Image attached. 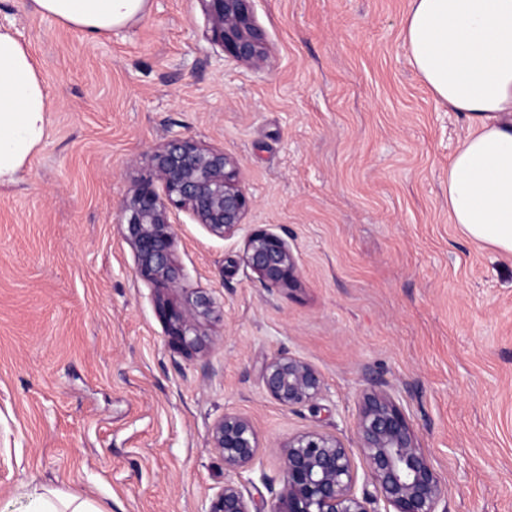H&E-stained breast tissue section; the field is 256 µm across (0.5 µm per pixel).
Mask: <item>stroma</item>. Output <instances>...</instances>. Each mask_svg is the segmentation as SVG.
Segmentation results:
<instances>
[{
  "label": "stroma",
  "instance_id": "obj_1",
  "mask_svg": "<svg viewBox=\"0 0 512 512\" xmlns=\"http://www.w3.org/2000/svg\"><path fill=\"white\" fill-rule=\"evenodd\" d=\"M410 0H254L259 67L204 36L199 0H149L134 24L89 38L0 0L49 97L47 135L0 185V512L22 484L101 512H201L224 485L211 429L249 418L260 446L245 495L281 487V446L309 431L358 447L364 389L403 410L448 486L446 512H512V255L448 216V164L470 134L409 63ZM238 160L247 228L298 260L268 289L221 240L175 212L184 277L218 315L198 350L167 344L117 217L171 134ZM289 354L325 380L285 408L260 380Z\"/></svg>",
  "mask_w": 512,
  "mask_h": 512
}]
</instances>
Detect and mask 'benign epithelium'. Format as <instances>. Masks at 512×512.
<instances>
[{
  "label": "benign epithelium",
  "mask_w": 512,
  "mask_h": 512,
  "mask_svg": "<svg viewBox=\"0 0 512 512\" xmlns=\"http://www.w3.org/2000/svg\"><path fill=\"white\" fill-rule=\"evenodd\" d=\"M199 2L211 42L239 62H265L268 46L256 24L252 0ZM147 166L148 176L126 200L118 225L132 248L136 277L152 286L168 344L191 349L198 343L197 322L216 312V302L207 294L195 295L184 309L167 301L166 293L179 287L181 279L171 215L185 211L211 235L230 240L243 230L249 200L240 185L238 162L193 138L171 135L147 154ZM240 263L265 288L289 289L297 282L293 250L269 228L247 233ZM261 381L264 391L286 408L313 404L326 392L322 375L290 355L272 357ZM357 434L375 494L357 491L350 451L339 439L310 431L281 447L283 485L260 510L238 484L259 455L256 431L248 418L224 414L213 426L212 448L235 478L224 481L206 512H438L447 487L389 392L375 386L364 391ZM380 503L381 510L376 508Z\"/></svg>",
  "instance_id": "obj_1"
}]
</instances>
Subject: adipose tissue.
Masks as SVG:
<instances>
[{
	"instance_id": "ef3b65f1",
	"label": "adipose tissue",
	"mask_w": 512,
	"mask_h": 512,
	"mask_svg": "<svg viewBox=\"0 0 512 512\" xmlns=\"http://www.w3.org/2000/svg\"><path fill=\"white\" fill-rule=\"evenodd\" d=\"M90 37L140 20L148 0H30ZM404 41L422 81L473 130L448 166V215L474 241L512 255V0H411ZM48 95L29 50L0 28V184L15 182L47 130ZM26 512H100L41 484Z\"/></svg>"
}]
</instances>
